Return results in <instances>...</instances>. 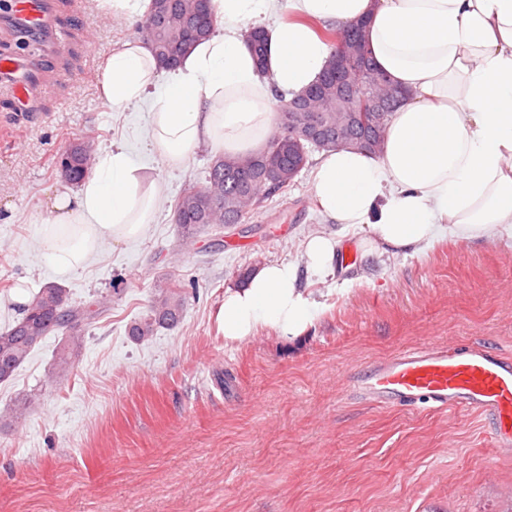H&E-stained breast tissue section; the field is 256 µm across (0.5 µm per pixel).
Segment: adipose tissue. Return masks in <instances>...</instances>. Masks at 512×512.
Instances as JSON below:
<instances>
[{"mask_svg": "<svg viewBox=\"0 0 512 512\" xmlns=\"http://www.w3.org/2000/svg\"><path fill=\"white\" fill-rule=\"evenodd\" d=\"M224 33L200 41L171 70L130 41L110 53L102 96L120 109L150 99L149 146L180 166L201 146L228 155L264 146L280 99L311 85L331 46L313 20H366L376 64L407 96L380 153L350 149L317 160L312 190L319 213L356 237L368 254L418 251L441 239L512 233V0H212ZM267 37L266 72L246 43L256 23ZM163 196L160 180L117 148L71 195L41 213L46 259L64 276L83 270L100 246L143 236ZM314 304L296 265L257 267L224 294V337L244 341L273 328L302 335Z\"/></svg>", "mask_w": 512, "mask_h": 512, "instance_id": "ef3b65f1", "label": "adipose tissue"}]
</instances>
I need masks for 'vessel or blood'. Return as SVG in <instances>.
Here are the masks:
<instances>
[{"label":"vessel or blood","instance_id":"vessel-or-blood-1","mask_svg":"<svg viewBox=\"0 0 512 512\" xmlns=\"http://www.w3.org/2000/svg\"><path fill=\"white\" fill-rule=\"evenodd\" d=\"M43 0H14V15L29 27L41 21ZM377 403L427 404L440 409L465 407L495 421L499 452L512 453V361L483 346L414 347L377 362L362 382Z\"/></svg>","mask_w":512,"mask_h":512}]
</instances>
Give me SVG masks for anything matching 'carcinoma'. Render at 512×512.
I'll return each instance as SVG.
<instances>
[{"label":"carcinoma","instance_id":"1","mask_svg":"<svg viewBox=\"0 0 512 512\" xmlns=\"http://www.w3.org/2000/svg\"><path fill=\"white\" fill-rule=\"evenodd\" d=\"M164 2L167 23L165 27L148 33L146 42L160 66L171 65L162 62L159 49L168 45L172 57L183 59L199 41L214 33L217 19H212L207 31L190 37L183 28V19L193 14L196 0H151L148 15H156L158 2ZM312 28L332 48L346 35L344 27L322 28L319 22H311ZM251 50L261 72H266L267 39L265 31L253 28L247 36ZM336 70V53L330 58L321 76L313 84L317 94L310 101L309 112H285L277 122L275 132L266 146L259 152L247 156L218 155L213 158L206 177V185L190 187L175 203V221L181 230L182 242L189 244L198 232L213 229L222 232L231 220L240 222L262 213L265 203L276 195L288 192L309 163L312 150L321 152L336 149H356L370 154L381 150L391 112L362 114L352 111L348 101L336 98V82L332 73ZM355 78L370 96L390 97L396 92L386 74L366 58L356 70ZM317 119L328 128L333 139L320 146H314L301 135V128L308 118ZM362 134L372 141L369 148L353 142V135ZM65 152L71 163L86 177L90 174L94 156L86 142L72 143ZM186 304L184 289L165 281L156 285L149 311L129 324L128 336L139 343L153 336L160 328H174L183 318ZM22 316L14 323L0 330V362L11 366L10 375L0 377V383H7L18 369L27 362L40 343L51 334L61 335L53 358L56 376L63 377L73 368L80 356L84 333L107 311L106 302L93 298L75 305H67L64 290L48 282L31 293L28 304L21 307Z\"/></svg>","mask_w":512,"mask_h":512}]
</instances>
